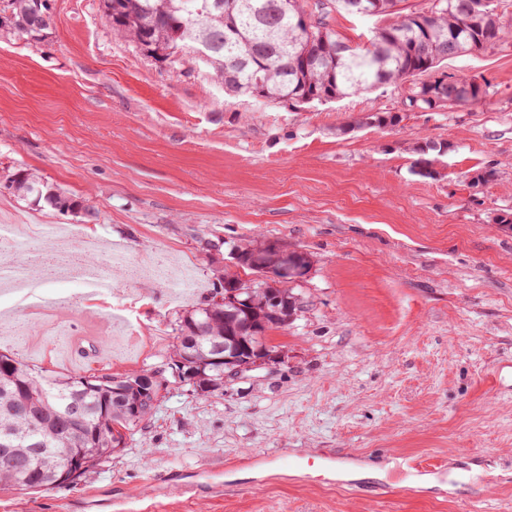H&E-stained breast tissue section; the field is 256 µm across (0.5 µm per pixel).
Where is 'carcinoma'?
<instances>
[{
    "instance_id": "cac0c4a2",
    "label": "carcinoma",
    "mask_w": 512,
    "mask_h": 512,
    "mask_svg": "<svg viewBox=\"0 0 512 512\" xmlns=\"http://www.w3.org/2000/svg\"><path fill=\"white\" fill-rule=\"evenodd\" d=\"M366 12L359 13L353 0H101L112 34L138 45L149 37L165 51L172 46L186 53L200 48L208 54L202 62L216 83L233 71L239 91L230 95L260 103L288 102L295 106L326 102L361 93L378 85L410 82L430 74L448 60V41L455 40L467 54L493 49L512 38V26L502 21L487 0H432L425 10L404 12L400 0H366ZM42 0H4L0 28L28 43H40L50 26L21 30L22 23L42 13ZM384 16L385 26L371 31L362 45H349L331 25L332 14ZM318 15L309 28L302 18ZM262 79L260 96L252 95L255 75ZM458 94L444 104L434 101L435 92L411 82L408 96H418L415 108L440 110L457 104L477 105L489 95L487 86L474 78L448 76ZM401 116L390 112L369 114L356 123L393 126ZM443 153L428 143L418 145L416 174L434 177L435 159L429 152ZM14 193L35 206L59 212H82L87 207L49 183L25 170L7 176ZM238 266L256 271L258 248L236 246ZM235 289L237 298L259 308L262 289L252 288L239 277L224 274V290ZM237 308L209 302L178 318L177 344L169 360L159 366L132 373H90L55 375L37 371L15 357L0 353V434L7 431L12 448L24 464L0 470V483L24 489H41L76 483L85 473L103 465L112 454L126 447L129 434L157 407L147 403L134 414L125 399L153 391L155 375L167 384H178L194 394L224 390V366L209 361L212 339L221 326L240 321ZM78 403L84 413L77 422L67 420L65 408ZM116 428L124 435L111 436ZM59 448H89L90 461L69 479H61L66 468Z\"/></svg>"
}]
</instances>
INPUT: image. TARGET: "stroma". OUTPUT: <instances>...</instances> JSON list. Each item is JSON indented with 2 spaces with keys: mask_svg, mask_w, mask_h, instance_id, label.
I'll use <instances>...</instances> for the list:
<instances>
[{
  "mask_svg": "<svg viewBox=\"0 0 512 512\" xmlns=\"http://www.w3.org/2000/svg\"><path fill=\"white\" fill-rule=\"evenodd\" d=\"M48 6L41 44L0 32V254L52 247L63 224L58 245L87 263L167 256L197 286L177 296L115 270L97 302L56 279L19 319L0 289V352L68 375L157 366L178 317L225 272L260 282L234 245L275 242L310 266L292 284L305 310L266 337L284 362L207 396L172 388L108 463L72 487L0 485V512H74L106 487L122 504L102 512H512V230L500 222L512 214V41L441 65L489 85L478 105L408 112L392 83L296 109L144 57L113 36L100 0ZM386 111L401 122L347 128ZM426 142L446 148L432 178L413 172ZM17 169L92 219L18 198L6 184ZM74 340L95 354L67 366L58 355ZM283 454L302 471L273 469ZM246 458L220 497L163 482ZM424 458L441 465L431 487L402 470Z\"/></svg>",
  "mask_w": 512,
  "mask_h": 512,
  "instance_id": "stroma-1",
  "label": "stroma"
}]
</instances>
